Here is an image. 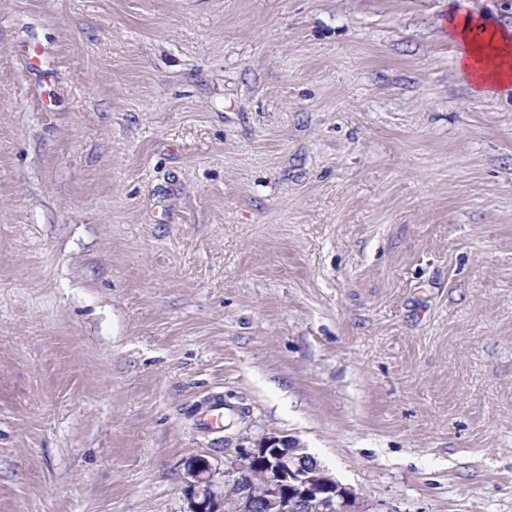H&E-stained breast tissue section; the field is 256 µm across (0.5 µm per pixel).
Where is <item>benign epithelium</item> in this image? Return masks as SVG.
<instances>
[{
    "label": "benign epithelium",
    "instance_id": "1",
    "mask_svg": "<svg viewBox=\"0 0 512 512\" xmlns=\"http://www.w3.org/2000/svg\"><path fill=\"white\" fill-rule=\"evenodd\" d=\"M254 459L263 469L261 488L253 494L256 512H366L354 490L320 467L298 439L265 431L251 446L224 458L221 484L207 458L186 462L188 512H241L238 500L226 496L224 488L251 484L249 462Z\"/></svg>",
    "mask_w": 512,
    "mask_h": 512
}]
</instances>
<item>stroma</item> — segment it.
I'll return each mask as SVG.
<instances>
[{"label":"stroma","mask_w":512,"mask_h":512,"mask_svg":"<svg viewBox=\"0 0 512 512\" xmlns=\"http://www.w3.org/2000/svg\"><path fill=\"white\" fill-rule=\"evenodd\" d=\"M512 0H0V512H186L192 412L370 512H512ZM448 28L450 35L465 45L456 64L472 84L475 95L494 96L512 86V29L471 16L460 21L452 17Z\"/></svg>","instance_id":"obj_1"}]
</instances>
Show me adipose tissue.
Here are the masks:
<instances>
[{"label":"adipose tissue","instance_id":"1","mask_svg":"<svg viewBox=\"0 0 512 512\" xmlns=\"http://www.w3.org/2000/svg\"><path fill=\"white\" fill-rule=\"evenodd\" d=\"M449 30L465 45L457 68L475 95L494 96L512 88V30L470 16L450 21Z\"/></svg>","mask_w":512,"mask_h":512}]
</instances>
